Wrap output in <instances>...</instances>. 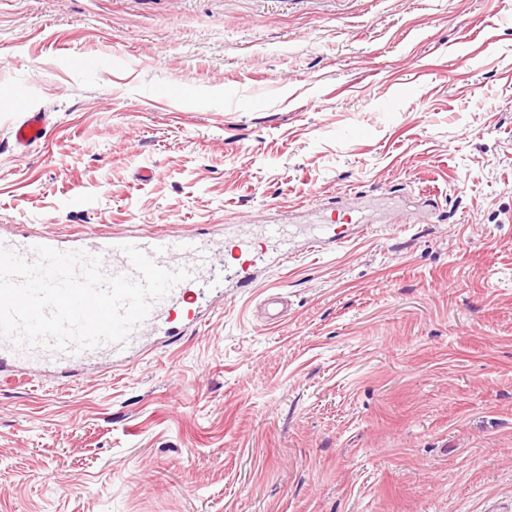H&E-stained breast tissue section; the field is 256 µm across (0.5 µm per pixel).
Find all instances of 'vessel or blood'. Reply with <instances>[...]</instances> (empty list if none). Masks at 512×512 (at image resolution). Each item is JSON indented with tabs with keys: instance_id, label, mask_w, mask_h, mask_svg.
<instances>
[{
	"instance_id": "vessel-or-blood-1",
	"label": "vessel or blood",
	"mask_w": 512,
	"mask_h": 512,
	"mask_svg": "<svg viewBox=\"0 0 512 512\" xmlns=\"http://www.w3.org/2000/svg\"><path fill=\"white\" fill-rule=\"evenodd\" d=\"M46 115L25 109L24 117L14 132L17 148L27 149L41 140L45 134ZM16 251L24 260L36 259L35 248L39 245L56 247L57 240L50 235L9 237L0 242ZM134 245L145 251L154 262L166 269H186L187 279L177 283L169 295L155 303L146 320L133 330L122 344L101 345L81 352H61L50 344L19 346L0 338V378L20 380L28 369L42 365L57 372H67L75 364H92L101 361H121L134 352L147 331L174 334L173 323L177 317L178 302L191 303L206 290L219 287L220 281L213 261L211 244L191 233L158 235L153 233L105 237L89 233L76 239L75 249L99 257L101 268L108 275H124L137 278L138 273L123 248ZM225 247L243 259V269L257 264L267 249L289 253L293 249L292 232L284 224H265L257 232H238L227 238Z\"/></svg>"
}]
</instances>
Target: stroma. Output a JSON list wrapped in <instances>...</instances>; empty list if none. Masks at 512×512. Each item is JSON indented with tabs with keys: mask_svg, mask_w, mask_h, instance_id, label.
Segmentation results:
<instances>
[{
	"mask_svg": "<svg viewBox=\"0 0 512 512\" xmlns=\"http://www.w3.org/2000/svg\"><path fill=\"white\" fill-rule=\"evenodd\" d=\"M332 203L180 340L0 382V512H512V0H0V233ZM22 112L25 116L14 131V143L17 148L26 150L43 138L46 114L34 111L28 106H24Z\"/></svg>",
	"mask_w": 512,
	"mask_h": 512,
	"instance_id": "35a3bbf8",
	"label": "stroma"
}]
</instances>
